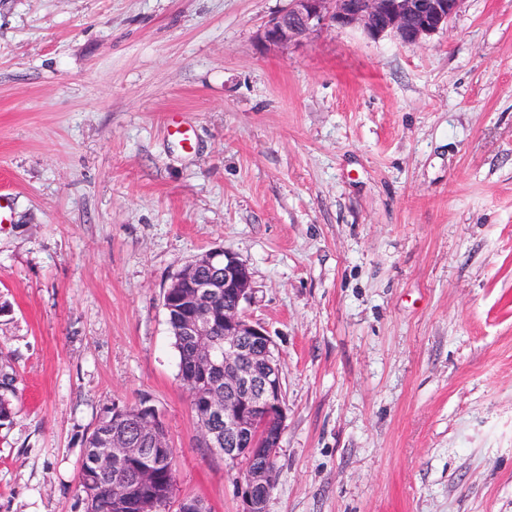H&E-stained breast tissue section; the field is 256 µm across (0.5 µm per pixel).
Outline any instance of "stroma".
I'll use <instances>...</instances> for the list:
<instances>
[{"instance_id": "35a3bbf8", "label": "stroma", "mask_w": 512, "mask_h": 512, "mask_svg": "<svg viewBox=\"0 0 512 512\" xmlns=\"http://www.w3.org/2000/svg\"><path fill=\"white\" fill-rule=\"evenodd\" d=\"M287 5L0 0V512H84L85 437L144 398L169 512H240L163 307L225 251L282 373L266 512H512V0L270 46ZM11 369L10 370H8ZM16 376L8 365H0V427L11 422L14 414L12 397L16 394Z\"/></svg>"}]
</instances>
